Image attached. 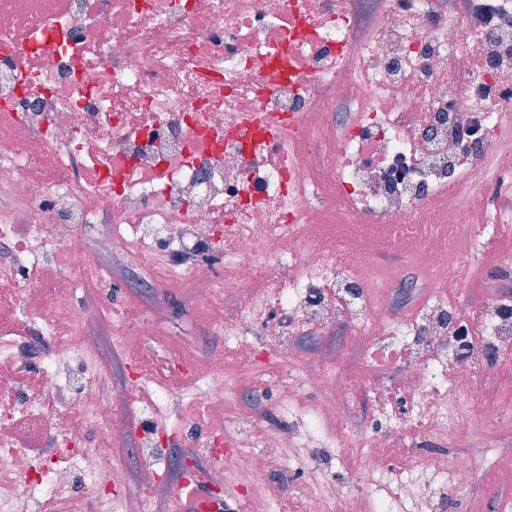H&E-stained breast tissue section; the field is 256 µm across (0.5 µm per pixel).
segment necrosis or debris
Wrapping results in <instances>:
<instances>
[{"label":"necrosis or debris","instance_id":"1","mask_svg":"<svg viewBox=\"0 0 512 512\" xmlns=\"http://www.w3.org/2000/svg\"><path fill=\"white\" fill-rule=\"evenodd\" d=\"M0 0V512H84L124 497L114 451L136 434L138 512H154L171 437L160 412L176 392L136 361L135 342L160 335L168 297L204 315L223 351L179 345L170 372L192 374L195 416L184 447L205 458L229 501L283 512L268 449L308 475L303 512H353L344 486L326 493L316 448H339L325 418L352 387L334 361L305 368L293 336L351 320L366 342L368 398L383 416L359 450L356 484L388 492L379 512H447L472 460L491 445L469 431L480 394L467 372L512 349V306L459 314L447 301L453 261L478 260L512 196V0L483 19L467 0ZM390 225L413 238L426 301L412 316L371 296L414 283L375 265L355 227ZM99 225L94 239L83 228ZM347 224L331 239L312 225ZM464 224L461 238L445 226ZM143 269L152 290L134 321L106 326L131 379L101 399L89 364L84 292H112L100 260ZM351 297L350 305L334 293ZM260 301L268 338L224 321L236 296ZM478 323L485 341L458 358L449 336ZM40 343L39 357L29 353ZM404 370V403L382 377ZM245 376L274 383V416L223 422L228 388ZM154 394L149 424L133 429L116 405ZM425 423L412 465L380 450Z\"/></svg>","mask_w":512,"mask_h":512}]
</instances>
